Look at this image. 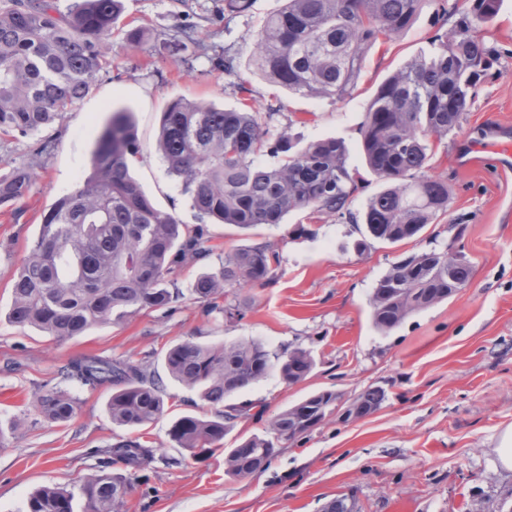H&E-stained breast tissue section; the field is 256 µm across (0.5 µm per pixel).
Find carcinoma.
<instances>
[{
	"label": "carcinoma",
	"mask_w": 512,
	"mask_h": 512,
	"mask_svg": "<svg viewBox=\"0 0 512 512\" xmlns=\"http://www.w3.org/2000/svg\"><path fill=\"white\" fill-rule=\"evenodd\" d=\"M429 3L437 16L459 19L420 55L384 80L368 105L359 133L362 159L380 184L361 213L352 211L363 189L347 148L336 138L298 146L268 127L269 112L218 108L179 98L162 113L157 149L168 174L187 195L200 220L241 229L279 225L292 211L346 219L365 226L375 240L396 244L421 235L448 210V180L434 172L433 146L462 130L466 111L488 69L490 50L481 28L498 12L499 0H285L254 32L250 67L265 81L311 98L347 96L355 87L367 50L392 40ZM122 0H0V134L36 135L63 118L112 65L108 56ZM140 49L144 27L124 33ZM162 58L200 56L204 44L194 26L153 46ZM212 65L235 78L233 87L251 93L231 57ZM130 113L117 110L100 132L92 168L57 201L37 241L12 278L11 323L49 336H81L118 323L144 308H170L183 298L181 268L211 252L204 225L182 224L156 208L129 174L135 153ZM265 153L272 163H260ZM34 166L16 164L0 175V207H12L30 192ZM279 254L267 243L237 246L224 253L217 274L205 273L190 291L211 299L243 284L273 280ZM472 278V266L447 250H424L394 264L369 298L373 327L387 334L411 315L452 296ZM167 378L199 390L210 407L204 416L183 415L169 426V440L194 452L224 449V473L246 478L263 469L279 443L300 438L334 413H343L338 394L313 393L270 418L260 435L223 448L246 405L224 400L272 373L288 385L303 381L315 366L303 348L270 351L256 340L206 344L183 340L164 353ZM65 381L108 386L112 422L131 431L165 413L167 384L146 362L81 355L60 369ZM386 399L379 386L353 398L344 420L362 418ZM35 409L50 422L70 420L74 402L66 391L39 396ZM109 458L80 486L84 512H125L128 482L108 468L137 471L153 461L139 436L108 450ZM74 494L42 487L30 495L26 512H74Z\"/></svg>",
	"instance_id": "obj_1"
}]
</instances>
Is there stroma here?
<instances>
[{
	"label": "stroma",
	"mask_w": 512,
	"mask_h": 512,
	"mask_svg": "<svg viewBox=\"0 0 512 512\" xmlns=\"http://www.w3.org/2000/svg\"><path fill=\"white\" fill-rule=\"evenodd\" d=\"M116 22L141 25L163 40L183 25L197 26L208 53L188 62L163 60L150 46L132 51L112 41V67L90 92L44 133L51 146L32 157L31 136L0 139V174L11 161L34 162L37 177L15 208H0V512H24L28 497L51 485L78 492L104 448L126 438L113 424L110 392L62 381L59 367L72 356L97 354L156 362L170 345L258 340L269 349L309 350L315 367L294 385L272 374L233 403L251 404L237 420L225 448L262 433L266 419L311 393L331 390L347 400L370 386L384 387L385 403L355 421L329 418L299 440L277 447L271 463L245 479L224 473V453L197 456L173 447L167 430L183 415L206 411L197 391L169 383L165 415L143 432L153 461L131 475L126 512H322L347 496L355 512H512V471L499 461L500 435L512 427V171H500L494 155L465 165L475 139L512 129V0H500L482 37L493 53L464 128L436 149L435 171L447 177L448 212L419 237L392 245L356 244L362 227L333 217L310 220L308 211L287 214L282 224L243 230L212 224L213 251L184 265L177 286L184 298L171 310L145 309L127 320L59 340L33 327L11 324L12 273L36 241L45 215L91 166L97 136L113 111L130 112L137 153L130 172L155 207L181 223L200 219L170 177L155 149L162 113L187 97L225 108L241 100L212 56L234 58L249 75L256 111H271L272 133L286 132L306 145L343 140L351 164L362 162L359 126L378 85L427 51L438 32L433 7H424L393 41L371 48L357 86L342 100L293 95L250 75L252 35L284 0H253L231 17L224 0H123ZM296 224L312 233L294 238ZM269 243L280 254L275 278L245 285L217 298V310L189 296L199 273L219 272L224 253L242 244ZM450 249L473 267L471 281L448 300L417 313L387 334L370 321L369 296L394 263L431 248ZM242 299L243 318H227L222 305ZM65 390L75 415L45 421L34 397ZM22 428H15L17 419Z\"/></svg>",
	"instance_id": "obj_1"
}]
</instances>
